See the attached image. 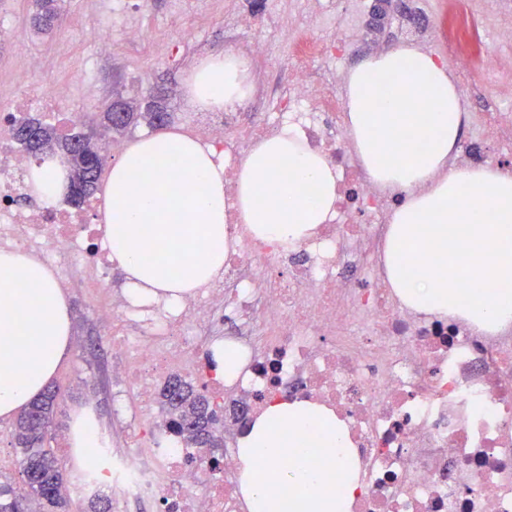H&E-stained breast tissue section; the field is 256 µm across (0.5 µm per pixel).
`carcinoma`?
Listing matches in <instances>:
<instances>
[{"label":"carcinoma","instance_id":"cac0c4a2","mask_svg":"<svg viewBox=\"0 0 512 512\" xmlns=\"http://www.w3.org/2000/svg\"><path fill=\"white\" fill-rule=\"evenodd\" d=\"M37 2L40 8L38 28L49 30L56 16L58 0ZM112 109L113 104L109 100L101 105L103 129L116 134L124 132L139 117L152 128L160 123L167 126L171 122V113L160 105L146 112H136L127 102L121 122L115 121ZM14 139L23 150L34 155L43 157L57 153L66 160L72 205L78 207L92 196L105 165V158L92 135L79 130L60 140L41 120L29 118L16 127ZM161 398L167 410L168 428L175 436L195 448L224 447V436L217 427V411L206 395L195 392L190 383L174 377L165 383ZM56 400L57 391L42 393L17 416L14 423V447L21 450L20 467L27 498L41 512H56L66 505L63 495L66 472L54 451L46 447Z\"/></svg>","mask_w":512,"mask_h":512}]
</instances>
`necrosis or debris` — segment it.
<instances>
[{
    "mask_svg": "<svg viewBox=\"0 0 512 512\" xmlns=\"http://www.w3.org/2000/svg\"><path fill=\"white\" fill-rule=\"evenodd\" d=\"M467 9L485 18L496 45L471 40L466 18L452 13L443 54L463 76L480 57L498 100L481 117L480 140L461 145L455 165L484 161L487 142L512 150V0H468ZM348 12L343 0H307L303 14L277 18L298 39L287 78L265 70L258 77L274 112L249 119L241 106L202 112L185 127L224 164V217L236 246L221 280L168 308L107 292L113 265L103 245L101 194L80 210L24 200L32 159L15 149L13 126L61 106L69 127L85 115L68 108V83L43 99L31 80L42 65L15 42L23 62L17 90L0 98V248L36 256L60 288L101 291L98 320L139 393V421L154 441L93 459L86 478L74 481L75 494L112 488L113 512L136 502L156 503L160 512H247L237 478L238 417L225 421L214 465L200 449L172 443L166 422L153 415L154 380L178 370L201 374L213 397L253 416L275 399L333 408L359 457L351 512H512V328L480 335L462 320L410 309L389 287L380 250L405 192L374 183L355 158L333 66L353 36L342 28L321 39L299 36L321 15ZM288 128L338 172L335 216L291 255L275 240L245 233L236 209L239 157ZM220 341L243 356L244 370L230 382L199 362Z\"/></svg>",
    "mask_w": 512,
    "mask_h": 512,
    "instance_id": "4bbe7bcc",
    "label": "necrosis or debris"
}]
</instances>
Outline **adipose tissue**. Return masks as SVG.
Instances as JSON below:
<instances>
[{"instance_id":"obj_1","label":"adipose tissue","mask_w":512,"mask_h":512,"mask_svg":"<svg viewBox=\"0 0 512 512\" xmlns=\"http://www.w3.org/2000/svg\"><path fill=\"white\" fill-rule=\"evenodd\" d=\"M345 122L377 183L406 191L383 262L411 309L458 315L486 334L512 321V173L454 167L461 94L444 63L410 45L367 55L349 72ZM248 63L198 60L186 96L206 111L248 100ZM105 229L112 263L138 300L173 303L209 282L235 244L224 218V165L174 131L139 139L112 164ZM240 223L298 248L336 208V170L294 131L257 142L238 170ZM68 300L30 255L0 252V418L18 415L55 378L71 343ZM356 451L327 407L278 401L239 442L249 512H350Z\"/></svg>"}]
</instances>
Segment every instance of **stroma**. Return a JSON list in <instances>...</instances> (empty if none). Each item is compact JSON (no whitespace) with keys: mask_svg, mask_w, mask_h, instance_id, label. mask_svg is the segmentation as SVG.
<instances>
[{"mask_svg":"<svg viewBox=\"0 0 512 512\" xmlns=\"http://www.w3.org/2000/svg\"><path fill=\"white\" fill-rule=\"evenodd\" d=\"M114 0H64L59 28L70 29L72 40L61 41L56 35L34 33L30 18L33 0H0V28L10 29V36L0 38V94L12 95L16 87L13 75L20 63L11 55V35H18L33 56L47 67L39 76L38 87L49 94L55 84L69 81L74 85L72 107L95 115L106 96L100 85L112 83L127 100H146L156 87L168 90V111L174 114L173 130L182 129L192 116L183 89V81L200 58L228 50L224 38V20L216 0H147L145 10L129 20L115 14ZM375 0H360L355 17L356 37L344 57L337 60L339 75H346L361 57L410 44L428 53H436L441 42L440 21L443 8L437 0H407L410 16H401L395 4H387V17L375 22L371 9ZM139 25L145 33L168 29L173 33L170 47L132 50L125 46L122 33L129 24ZM109 36L116 61L112 70H104L97 39ZM462 106L469 118L463 140L473 141L478 128L471 113L495 102V89L485 79L480 60H473L470 79L460 90ZM71 320L72 347L55 379L60 392L52 424L55 435L52 448L63 465H71L68 441L63 432L72 428L77 413L91 410L105 432L110 448L132 444V424L138 415L136 393L116 374L117 358L103 336L94 309L95 298L85 288L67 292ZM11 421L0 419V484L23 492L19 451L13 446Z\"/></svg>","mask_w":512,"mask_h":512,"instance_id":"stroma-1","label":"stroma"}]
</instances>
